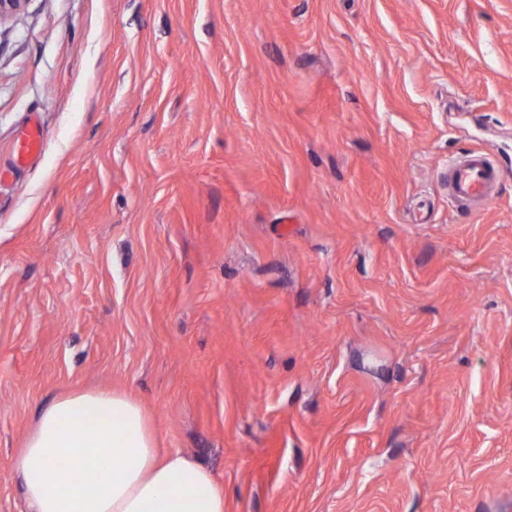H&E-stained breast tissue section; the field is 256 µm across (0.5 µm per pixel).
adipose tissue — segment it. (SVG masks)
I'll return each mask as SVG.
<instances>
[{"mask_svg":"<svg viewBox=\"0 0 512 512\" xmlns=\"http://www.w3.org/2000/svg\"><path fill=\"white\" fill-rule=\"evenodd\" d=\"M15 469L28 512H224L212 472L161 452L139 402L112 390L71 392L42 408Z\"/></svg>","mask_w":512,"mask_h":512,"instance_id":"ef3b65f1","label":"adipose tissue"}]
</instances>
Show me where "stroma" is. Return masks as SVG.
I'll return each instance as SVG.
<instances>
[{
    "instance_id": "35a3bbf8",
    "label": "stroma",
    "mask_w": 512,
    "mask_h": 512,
    "mask_svg": "<svg viewBox=\"0 0 512 512\" xmlns=\"http://www.w3.org/2000/svg\"><path fill=\"white\" fill-rule=\"evenodd\" d=\"M474 152L500 178L461 202ZM87 388L224 512H512V0L0 21V512L36 414ZM44 143V129L37 118L28 123L25 132L18 144L17 161L26 164L39 156Z\"/></svg>"
}]
</instances>
